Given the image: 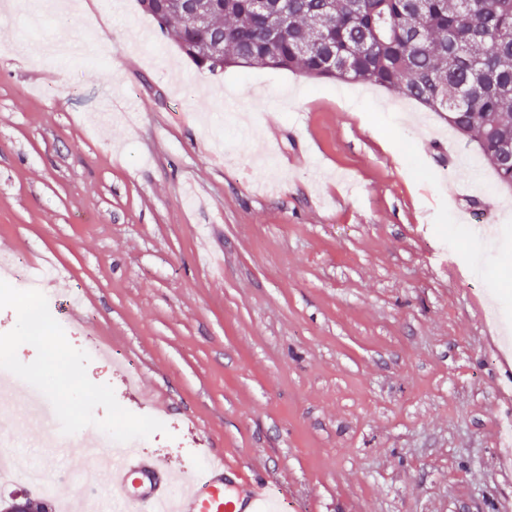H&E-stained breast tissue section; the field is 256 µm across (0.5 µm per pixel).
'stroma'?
Listing matches in <instances>:
<instances>
[{"mask_svg":"<svg viewBox=\"0 0 512 512\" xmlns=\"http://www.w3.org/2000/svg\"><path fill=\"white\" fill-rule=\"evenodd\" d=\"M0 0V250L76 288L55 361L0 296V355L82 444L113 430L192 473L205 447L288 512H512V189L403 95L285 70L210 74L137 0H79L24 37ZM273 130L263 163L225 104ZM498 204L489 237L467 218ZM107 341L161 391L144 414Z\"/></svg>","mask_w":512,"mask_h":512,"instance_id":"35a3bbf8","label":"stroma"}]
</instances>
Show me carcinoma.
Wrapping results in <instances>:
<instances>
[{"label":"carcinoma","instance_id":"cac0c4a2","mask_svg":"<svg viewBox=\"0 0 512 512\" xmlns=\"http://www.w3.org/2000/svg\"><path fill=\"white\" fill-rule=\"evenodd\" d=\"M287 20L258 19L251 0H215L205 27L191 26L181 4L144 10L182 53L211 74L229 68L296 71L316 81L362 83L397 91L472 137L512 188V0H282Z\"/></svg>","mask_w":512,"mask_h":512}]
</instances>
